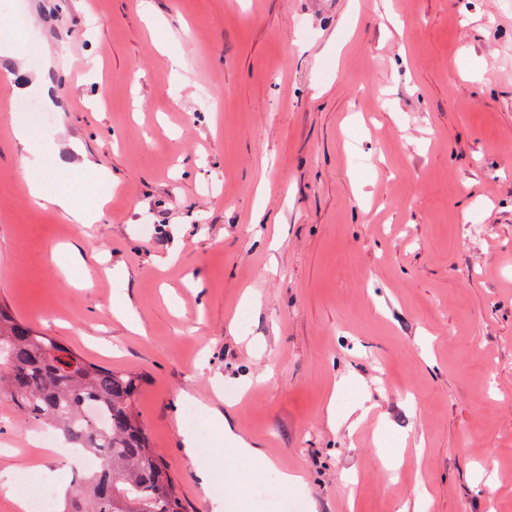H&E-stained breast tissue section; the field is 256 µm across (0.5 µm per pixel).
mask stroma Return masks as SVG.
Returning <instances> with one entry per match:
<instances>
[{
	"label": "stroma",
	"mask_w": 512,
	"mask_h": 512,
	"mask_svg": "<svg viewBox=\"0 0 512 512\" xmlns=\"http://www.w3.org/2000/svg\"><path fill=\"white\" fill-rule=\"evenodd\" d=\"M18 2L23 28H0V302L140 375L183 512H512V8ZM31 99L53 116L35 139L49 191L91 197L87 158L110 173L98 223L28 196L12 128ZM35 429L0 399V472L75 478ZM211 419L217 424L224 427V436L228 439V442L235 446L233 448L239 456L244 458H252L255 455L260 454L257 448H253L240 437L236 436L232 433L231 428L228 426L227 420L224 418V415H221L219 412H212L210 414Z\"/></svg>",
	"instance_id": "stroma-1"
}]
</instances>
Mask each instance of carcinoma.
<instances>
[{"mask_svg": "<svg viewBox=\"0 0 512 512\" xmlns=\"http://www.w3.org/2000/svg\"><path fill=\"white\" fill-rule=\"evenodd\" d=\"M139 375L62 346L0 304V397L73 448L101 458L60 512H180L164 462L135 410Z\"/></svg>", "mask_w": 512, "mask_h": 512, "instance_id": "1", "label": "carcinoma"}]
</instances>
